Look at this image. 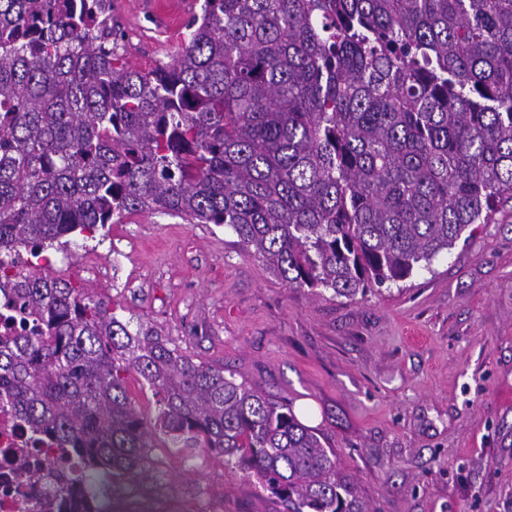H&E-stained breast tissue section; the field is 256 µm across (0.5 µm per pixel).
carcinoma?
I'll list each match as a JSON object with an SVG mask.
<instances>
[{
	"instance_id": "obj_1",
	"label": "carcinoma",
	"mask_w": 512,
	"mask_h": 512,
	"mask_svg": "<svg viewBox=\"0 0 512 512\" xmlns=\"http://www.w3.org/2000/svg\"><path fill=\"white\" fill-rule=\"evenodd\" d=\"M112 0H0V406L80 481L157 434L288 512H366L290 407L196 363L44 252L136 213L230 229L289 288L428 269L512 200V0H202L170 61L120 64ZM26 251L39 274L14 272ZM135 370L155 423L126 387ZM127 389L135 407L148 420L155 421L158 414L157 398L135 371L127 374Z\"/></svg>"
}]
</instances>
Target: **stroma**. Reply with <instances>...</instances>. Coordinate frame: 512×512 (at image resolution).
Listing matches in <instances>:
<instances>
[{
    "mask_svg": "<svg viewBox=\"0 0 512 512\" xmlns=\"http://www.w3.org/2000/svg\"><path fill=\"white\" fill-rule=\"evenodd\" d=\"M142 0H112L125 62L169 61L178 37ZM131 328L194 362L315 412L367 512H512V202L470 225L430 268L353 298L290 288L229 229L160 214L48 250ZM168 488V512H276L218 454L156 445L121 489Z\"/></svg>",
    "mask_w": 512,
    "mask_h": 512,
    "instance_id": "obj_1",
    "label": "stroma"
}]
</instances>
